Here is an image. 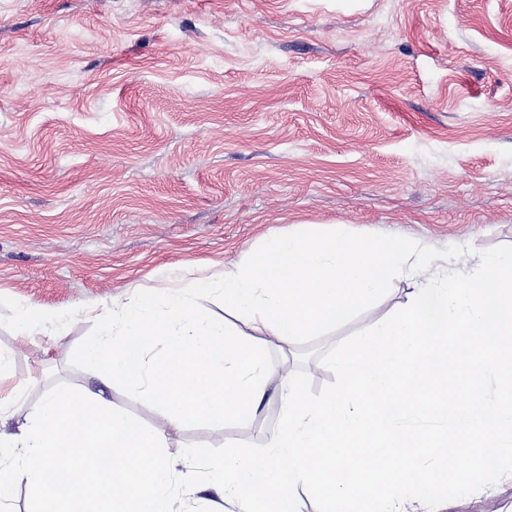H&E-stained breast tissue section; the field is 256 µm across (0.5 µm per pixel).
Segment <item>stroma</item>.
Masks as SVG:
<instances>
[{
	"label": "stroma",
	"instance_id": "stroma-1",
	"mask_svg": "<svg viewBox=\"0 0 512 512\" xmlns=\"http://www.w3.org/2000/svg\"><path fill=\"white\" fill-rule=\"evenodd\" d=\"M339 229L512 245V0H0V389L9 428L58 383L148 426L161 411L71 355L98 314L185 286L274 234ZM412 283L284 353L321 355L406 302ZM64 313L20 338L16 307ZM282 414L166 432L266 443ZM446 512H512V480Z\"/></svg>",
	"mask_w": 512,
	"mask_h": 512
}]
</instances>
